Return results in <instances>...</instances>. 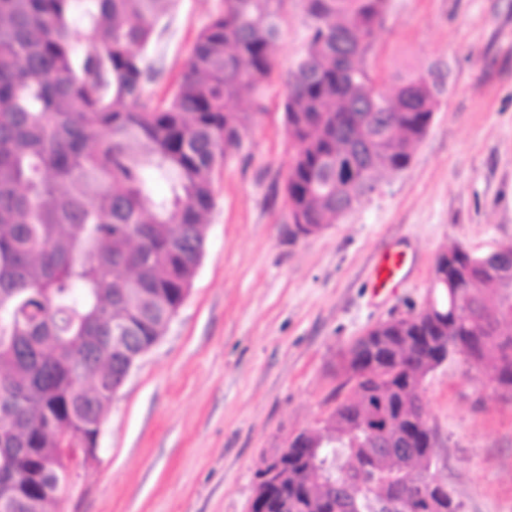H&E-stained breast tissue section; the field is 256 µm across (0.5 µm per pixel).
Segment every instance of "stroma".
Masks as SVG:
<instances>
[{"instance_id": "obj_1", "label": "stroma", "mask_w": 512, "mask_h": 512, "mask_svg": "<svg viewBox=\"0 0 512 512\" xmlns=\"http://www.w3.org/2000/svg\"><path fill=\"white\" fill-rule=\"evenodd\" d=\"M220 0H178L148 50L168 97ZM287 0L263 110L214 172L215 207L190 294L106 415L95 463L57 512H249L263 459L332 411L337 355L378 322L422 308L437 256L512 243V0H390L368 64L440 69L445 87L407 169L306 238H292L285 77L304 48ZM407 276L372 293L377 255ZM442 478L464 512H512V393L463 356L423 381Z\"/></svg>"}]
</instances>
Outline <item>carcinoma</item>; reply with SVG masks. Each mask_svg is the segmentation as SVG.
<instances>
[{"mask_svg": "<svg viewBox=\"0 0 512 512\" xmlns=\"http://www.w3.org/2000/svg\"><path fill=\"white\" fill-rule=\"evenodd\" d=\"M177 0H0V512H56L59 449L95 440L115 378L187 299L215 206L213 175L240 151L272 71L284 0H221L167 103L143 51ZM305 50L286 77L290 224H334L409 166L439 106L433 68L367 73L388 0H305ZM81 13L83 22L74 21ZM395 90H379L387 82ZM166 186L163 193L155 184ZM426 305L341 354L350 393L288 447L268 512H333L331 482L379 512L384 482L436 478L423 442L378 452L416 416L411 386L438 354L488 381L512 376V243L454 246Z\"/></svg>", "mask_w": 512, "mask_h": 512, "instance_id": "1", "label": "carcinoma"}]
</instances>
